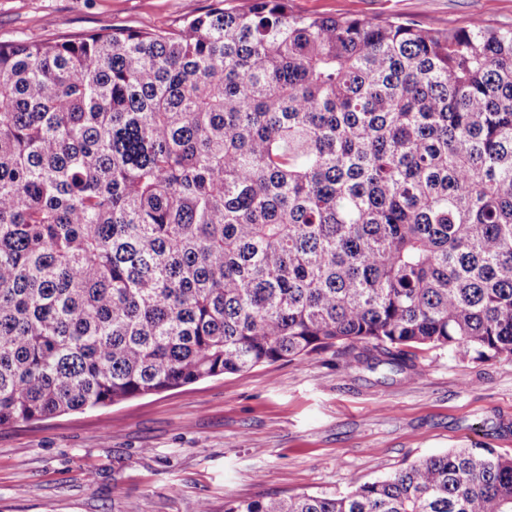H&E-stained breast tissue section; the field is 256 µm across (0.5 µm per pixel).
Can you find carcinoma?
Segmentation results:
<instances>
[{"mask_svg":"<svg viewBox=\"0 0 512 512\" xmlns=\"http://www.w3.org/2000/svg\"><path fill=\"white\" fill-rule=\"evenodd\" d=\"M418 346L512 360V28L215 0L0 42V425ZM225 512H512V456Z\"/></svg>","mask_w":512,"mask_h":512,"instance_id":"obj_1","label":"carcinoma"}]
</instances>
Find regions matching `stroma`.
Returning <instances> with one entry per match:
<instances>
[{"label":"stroma","mask_w":512,"mask_h":512,"mask_svg":"<svg viewBox=\"0 0 512 512\" xmlns=\"http://www.w3.org/2000/svg\"><path fill=\"white\" fill-rule=\"evenodd\" d=\"M212 0H0V41L173 30ZM303 16L512 28V0H289ZM414 370L335 350L83 413L0 426V512H224L342 493L451 448L512 455V361L410 350Z\"/></svg>","instance_id":"1"}]
</instances>
